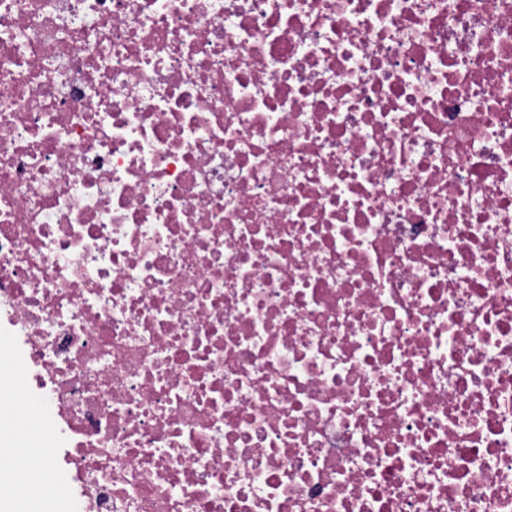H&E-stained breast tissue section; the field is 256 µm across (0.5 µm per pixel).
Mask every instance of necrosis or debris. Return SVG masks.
Wrapping results in <instances>:
<instances>
[{
	"instance_id": "necrosis-or-debris-1",
	"label": "necrosis or debris",
	"mask_w": 512,
	"mask_h": 512,
	"mask_svg": "<svg viewBox=\"0 0 512 512\" xmlns=\"http://www.w3.org/2000/svg\"><path fill=\"white\" fill-rule=\"evenodd\" d=\"M0 512H512V0H0ZM24 465H29L27 459L25 456L20 453L19 455L15 454V458L8 464L7 470L13 480V482L21 487L26 494H30L31 496H39L41 495L47 485L50 483V475L49 473L45 472L44 470H33L31 469V474H42L45 477V480L47 478V482L42 486L41 490L37 493L34 489L31 488V486L28 484V482L24 478V474L20 472V469ZM30 466V465H29Z\"/></svg>"
}]
</instances>
